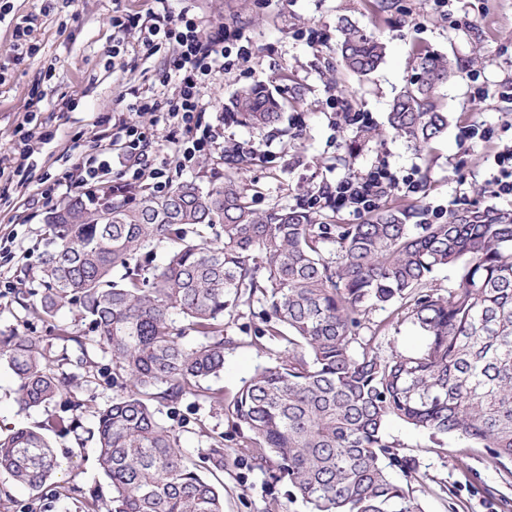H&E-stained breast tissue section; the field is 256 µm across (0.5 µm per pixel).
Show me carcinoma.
Here are the masks:
<instances>
[{"mask_svg":"<svg viewBox=\"0 0 512 512\" xmlns=\"http://www.w3.org/2000/svg\"><path fill=\"white\" fill-rule=\"evenodd\" d=\"M341 62L363 77L384 60L386 44L341 19ZM444 56L416 57L414 74L394 100L390 130L418 152L448 127L438 92L458 76ZM229 117L244 127L274 126L282 105L259 86L238 90ZM232 168L206 188L172 186L131 206L112 192L76 195L48 213L41 292L25 304L43 320L65 303L80 308L92 341L111 354L123 393L99 412L98 464L104 496L57 484L55 496L84 499L86 512H224V447L285 482L309 512H421L412 483L415 460L386 435L400 420L431 438L450 436L512 460V212L470 208L439 224H408L409 209L381 206L361 224H322L304 203L255 212L235 167L246 149L225 150ZM106 202L108 224L89 208ZM170 245L161 266L150 247ZM453 267L441 292L430 278ZM266 306L274 361L256 370L224 408L230 432L204 456L212 478L182 454L174 429L151 404L163 389L171 404L204 395L201 381L224 367V319L243 303ZM405 314L425 345L383 356L378 337L360 329L373 308ZM197 343H182L186 331ZM20 380V402H83L58 373L44 338L0 336V361ZM399 468L406 483L392 480ZM60 463L45 434L0 436V472L31 489Z\"/></svg>","mask_w":512,"mask_h":512,"instance_id":"cac0c4a2","label":"carcinoma"}]
</instances>
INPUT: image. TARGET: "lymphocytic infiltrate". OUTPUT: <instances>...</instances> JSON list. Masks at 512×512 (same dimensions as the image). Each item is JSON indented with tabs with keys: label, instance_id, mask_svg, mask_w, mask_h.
Wrapping results in <instances>:
<instances>
[{
	"label": "lymphocytic infiltrate",
	"instance_id": "obj_1",
	"mask_svg": "<svg viewBox=\"0 0 512 512\" xmlns=\"http://www.w3.org/2000/svg\"><path fill=\"white\" fill-rule=\"evenodd\" d=\"M147 22L134 17L113 16V26L135 27L143 46L155 40L168 41L173 50V72L163 73V81H176L177 90L165 102L154 95L130 89L125 110L115 117L112 128L102 137L99 150L83 157L75 172L64 173L52 186L42 191L45 203H52L56 194H72L112 181L113 171L136 182L152 181L156 191H163L162 173L149 159L152 138L144 127L132 121V114L165 110L170 125L192 130L201 120L204 106L201 93L223 72L231 70L235 60L249 59L251 50L240 42L239 32L223 30L215 37L201 38L199 24L184 14H174L169 0H154ZM399 178L386 166H379L359 177H346L326 187L311 198L313 205L333 206L365 216L381 206L385 198L398 189Z\"/></svg>",
	"mask_w": 512,
	"mask_h": 512
}]
</instances>
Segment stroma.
<instances>
[{
    "instance_id": "stroma-1",
    "label": "stroma",
    "mask_w": 512,
    "mask_h": 512,
    "mask_svg": "<svg viewBox=\"0 0 512 512\" xmlns=\"http://www.w3.org/2000/svg\"><path fill=\"white\" fill-rule=\"evenodd\" d=\"M10 13L0 22V238L9 240L15 258L0 268V335L28 330L46 337L47 353L60 371L82 375L75 386L81 410L68 412L64 400L26 408L19 402V381L0 362V433L39 429L70 414L66 436H52L60 466L54 480L91 489L104 484L98 467L94 433L97 416L120 394L112 381L108 353L86 338L87 325L75 306L65 304L40 321L24 305L39 287L37 266L45 245L41 190L56 175L71 169L79 157L96 151L105 123L124 104L121 96L132 85L148 86L169 66L171 49L161 42L144 47L136 30L112 27L114 9L145 16L148 0H10ZM173 12L188 11L202 35L228 27L247 38L248 61L239 62L202 93L205 122L220 137L189 168L178 163V143L190 133L172 131L161 115L143 116L161 146L164 175L169 182L224 178V147L238 143L254 155L237 175L252 207L260 212L309 200L320 189L348 175H360L385 164L397 176L415 180V193L395 192L389 204L414 209L413 223L430 220L431 210L444 216L474 207L512 210V200L492 194L497 173L495 153L512 142V0H450L448 8L434 0H171ZM369 30L383 31L387 55L377 71L358 79L341 65L336 51L339 17ZM32 20V51L16 58L13 31ZM319 42L309 45V30ZM123 44L113 55V44ZM448 56L461 69L441 94L449 112L448 131L429 157L419 156L404 139H377L385 128L394 96L412 74L416 50ZM264 84L284 94L288 109L284 131L252 129L225 121L224 105L240 87ZM487 97L477 98L478 88ZM370 119L367 129L336 123V98ZM36 113L41 130L53 137L39 146L36 164L20 166L15 151L17 131L26 113ZM469 124L491 127L492 142L476 148L460 143ZM265 324L260 305H243L224 327L234 345L224 349V368L204 380L210 391L232 396L258 367L271 363L274 342L252 346ZM380 332L383 355L423 346L422 332L407 320L372 310L361 330ZM157 419L175 430L184 455L199 461L228 426L221 407L187 397L175 405L153 402ZM388 435L404 444L416 460L423 482L417 487L423 512H512V464H499L486 449L466 448L452 438L434 447L427 434L399 421ZM224 512H307L288 499L286 484H272L268 475L251 468L234 453L224 457ZM0 512H84L81 502L54 496L51 486L32 490L0 475Z\"/></svg>"
}]
</instances>
